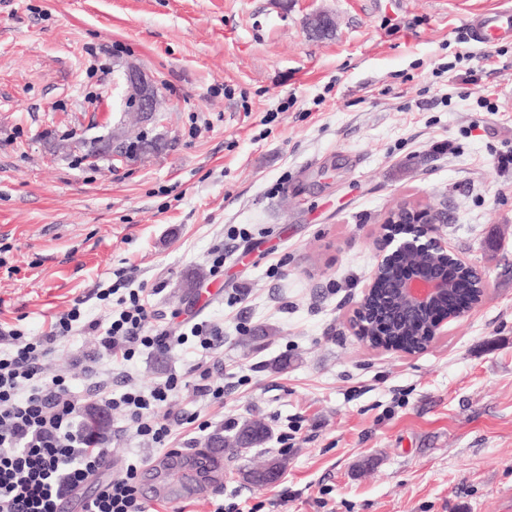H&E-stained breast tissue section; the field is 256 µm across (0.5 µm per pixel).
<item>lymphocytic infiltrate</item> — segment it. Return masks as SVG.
I'll return each mask as SVG.
<instances>
[{
	"mask_svg": "<svg viewBox=\"0 0 512 512\" xmlns=\"http://www.w3.org/2000/svg\"><path fill=\"white\" fill-rule=\"evenodd\" d=\"M116 285L119 296L107 291L100 295L110 310L99 336L108 359L128 363L146 350L164 354L183 348L193 349L198 358L186 378L171 376L117 395L100 387L96 397L109 409L122 411L130 429L158 448L172 447L182 423L206 431L210 423L199 415L172 421L159 417L157 410L172 401L187 381L197 396L223 400L224 388L211 382L208 366L221 340L220 329L197 323L172 334L162 315L149 305L145 286L130 287L122 276ZM85 318L83 308L73 305L46 336H28L18 326L0 324V512H62L67 501L78 502L80 512H146L135 465H128L123 479L103 478L111 462L108 450L76 427L83 395L66 376L49 380L43 376L45 360L74 336ZM89 481L93 493L80 496Z\"/></svg>",
	"mask_w": 512,
	"mask_h": 512,
	"instance_id": "f902f5d3",
	"label": "lymphocytic infiltrate"
}]
</instances>
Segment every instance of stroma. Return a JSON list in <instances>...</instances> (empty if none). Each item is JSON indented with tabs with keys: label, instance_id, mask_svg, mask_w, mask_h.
I'll use <instances>...</instances> for the list:
<instances>
[{
	"label": "stroma",
	"instance_id": "obj_1",
	"mask_svg": "<svg viewBox=\"0 0 512 512\" xmlns=\"http://www.w3.org/2000/svg\"><path fill=\"white\" fill-rule=\"evenodd\" d=\"M510 7L0 0V246L19 268L0 274V323L44 336L78 301L106 322L97 294L127 268L154 288L171 332L201 321L222 331L211 379L223 401L187 388L159 416L197 410L227 436L261 419L273 438L249 460H286L262 487L225 465L220 489L179 495L177 512H512V165L499 163L512 154V40L456 38ZM319 13L334 21L329 36L308 27ZM463 50L494 57L437 73ZM129 61L163 90L156 121L120 109ZM124 125L159 149L88 157L86 142ZM403 199L447 210L438 236L487 281L481 302L415 355L370 347L351 325L384 218ZM97 336L61 343L45 376L118 394L193 361L146 351L89 376ZM109 420V479L138 464L149 512H170L150 479L167 449L126 431L122 412Z\"/></svg>",
	"mask_w": 512,
	"mask_h": 512
}]
</instances>
